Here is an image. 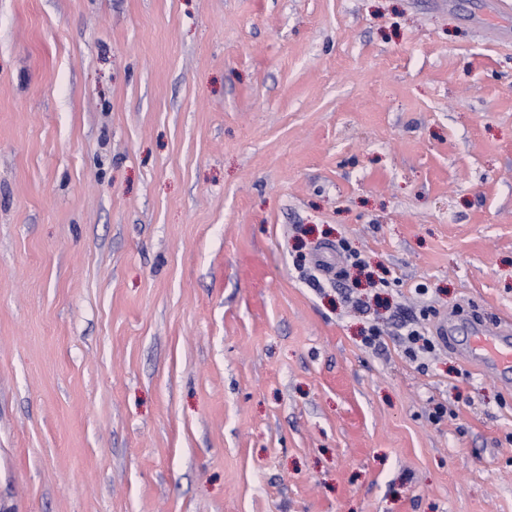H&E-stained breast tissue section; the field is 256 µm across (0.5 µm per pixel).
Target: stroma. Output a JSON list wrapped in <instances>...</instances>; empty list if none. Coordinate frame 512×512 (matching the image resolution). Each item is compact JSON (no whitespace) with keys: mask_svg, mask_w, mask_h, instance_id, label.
I'll return each mask as SVG.
<instances>
[{"mask_svg":"<svg viewBox=\"0 0 512 512\" xmlns=\"http://www.w3.org/2000/svg\"><path fill=\"white\" fill-rule=\"evenodd\" d=\"M491 2L0 0V512H512ZM512 324L500 323L490 332L482 319L468 327L466 345L459 350L462 358L481 371L488 368L501 372L512 371ZM407 326L408 329L406 331V339L408 341V347L406 348V353L409 357L413 359H417L419 355L425 353H431L435 349V343L430 336H426L423 330H421L417 326H411L409 324Z\"/></svg>","mask_w":512,"mask_h":512,"instance_id":"1","label":"stroma"}]
</instances>
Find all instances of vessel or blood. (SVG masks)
Wrapping results in <instances>:
<instances>
[{
	"label": "vessel or blood",
	"mask_w": 512,
	"mask_h": 512,
	"mask_svg": "<svg viewBox=\"0 0 512 512\" xmlns=\"http://www.w3.org/2000/svg\"><path fill=\"white\" fill-rule=\"evenodd\" d=\"M462 358L478 370L489 368L512 371V323H500L496 330H488L484 321H476L467 331Z\"/></svg>",
	"instance_id": "obj_1"
}]
</instances>
